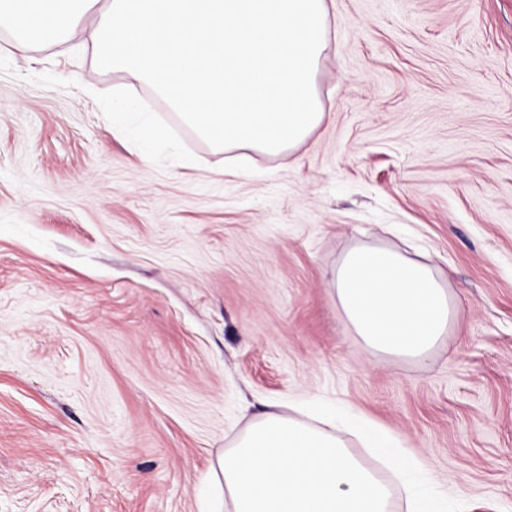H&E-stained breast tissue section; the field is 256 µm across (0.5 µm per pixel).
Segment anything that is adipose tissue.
<instances>
[{"instance_id":"adipose-tissue-1","label":"adipose tissue","mask_w":512,"mask_h":512,"mask_svg":"<svg viewBox=\"0 0 512 512\" xmlns=\"http://www.w3.org/2000/svg\"><path fill=\"white\" fill-rule=\"evenodd\" d=\"M112 125L141 150L166 135L134 102L113 105ZM331 286L349 327L374 352L428 359L453 324L458 303L437 268L385 246H355L336 265ZM386 454L407 483L405 512H447L446 497L415 489L421 457L371 421L357 426L323 418L305 406L271 405L228 449L216 455L231 512H394L393 493L349 448L348 436Z\"/></svg>"}]
</instances>
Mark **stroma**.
I'll return each mask as SVG.
<instances>
[{
  "instance_id": "35a3bbf8",
  "label": "stroma",
  "mask_w": 512,
  "mask_h": 512,
  "mask_svg": "<svg viewBox=\"0 0 512 512\" xmlns=\"http://www.w3.org/2000/svg\"><path fill=\"white\" fill-rule=\"evenodd\" d=\"M329 12L326 119L236 176L97 67L93 26L23 55L0 29V512H201L217 451L288 401L393 432L448 512H512V0ZM116 96L167 126L151 159ZM356 244L418 248L459 300L427 360L347 325Z\"/></svg>"
}]
</instances>
